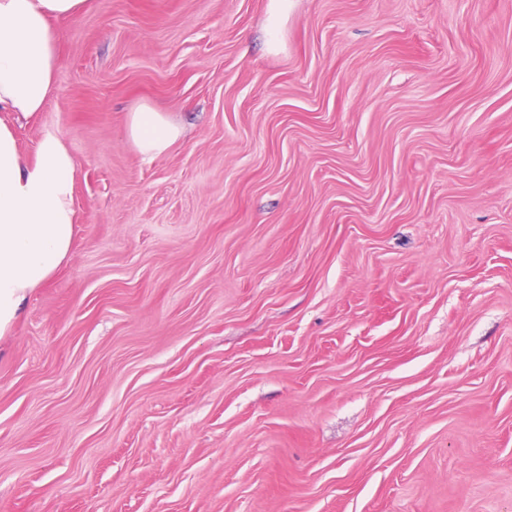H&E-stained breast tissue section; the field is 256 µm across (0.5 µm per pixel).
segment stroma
I'll return each mask as SVG.
<instances>
[{
  "mask_svg": "<svg viewBox=\"0 0 512 512\" xmlns=\"http://www.w3.org/2000/svg\"><path fill=\"white\" fill-rule=\"evenodd\" d=\"M53 25L8 119L77 222L0 336V512H512V0ZM127 135L144 160H153L166 153L182 136V130L161 112L142 106L131 112Z\"/></svg>",
  "mask_w": 512,
  "mask_h": 512,
  "instance_id": "obj_1",
  "label": "stroma"
}]
</instances>
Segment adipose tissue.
Returning <instances> with one entry per match:
<instances>
[{"label":"adipose tissue","mask_w":512,"mask_h":512,"mask_svg":"<svg viewBox=\"0 0 512 512\" xmlns=\"http://www.w3.org/2000/svg\"><path fill=\"white\" fill-rule=\"evenodd\" d=\"M85 0H0V336L20 318L29 292L71 253L74 158L62 137L45 131L35 156L18 145L6 112L42 111L60 66L54 19ZM127 135L143 159L166 153L181 129L149 106L129 116Z\"/></svg>","instance_id":"ef3b65f1"}]
</instances>
